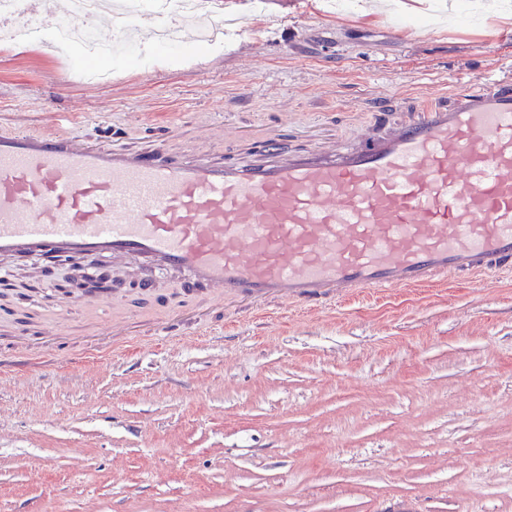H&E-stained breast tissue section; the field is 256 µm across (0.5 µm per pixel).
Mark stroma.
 <instances>
[{"label": "stroma", "mask_w": 512, "mask_h": 512, "mask_svg": "<svg viewBox=\"0 0 512 512\" xmlns=\"http://www.w3.org/2000/svg\"><path fill=\"white\" fill-rule=\"evenodd\" d=\"M220 53L174 51L65 90L73 45L0 46V130L78 133L174 155L247 158L351 140L382 100L408 111L450 80L512 74V27H413L263 0ZM68 266L0 259V512H512V277L358 294L317 312L210 308L177 275L148 294L100 258L131 348L71 347L8 366L69 289Z\"/></svg>", "instance_id": "35a3bbf8"}]
</instances>
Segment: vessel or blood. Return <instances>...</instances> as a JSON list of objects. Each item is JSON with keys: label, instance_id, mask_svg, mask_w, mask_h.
<instances>
[{"label": "vessel or blood", "instance_id": "b4317fda", "mask_svg": "<svg viewBox=\"0 0 512 512\" xmlns=\"http://www.w3.org/2000/svg\"><path fill=\"white\" fill-rule=\"evenodd\" d=\"M29 44L61 41L74 0H20ZM100 46L151 54L156 33L198 38L170 9L100 13ZM47 110L40 132L0 133V255L59 251L108 257L139 271L178 274L214 306L294 304L317 309L360 292L439 278L512 274V81L454 85L400 119L375 113L356 143L215 161L99 145ZM109 312L102 337L132 342L130 320Z\"/></svg>", "mask_w": 512, "mask_h": 512}]
</instances>
